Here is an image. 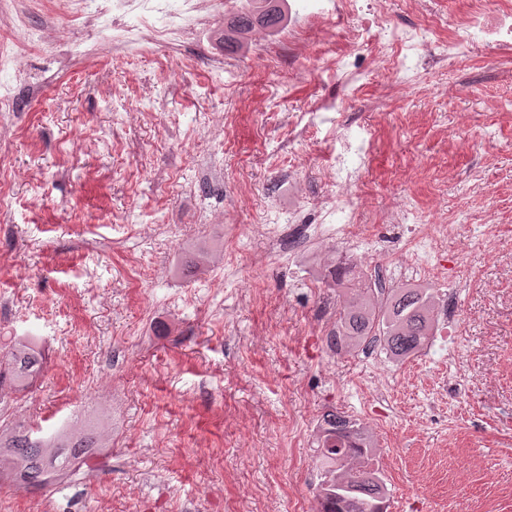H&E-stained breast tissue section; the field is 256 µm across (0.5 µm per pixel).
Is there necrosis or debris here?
I'll return each instance as SVG.
<instances>
[{
  "label": "necrosis or debris",
  "instance_id": "obj_1",
  "mask_svg": "<svg viewBox=\"0 0 512 512\" xmlns=\"http://www.w3.org/2000/svg\"><path fill=\"white\" fill-rule=\"evenodd\" d=\"M142 4L143 23L154 42L171 44L174 39L186 38L193 30L207 25L210 15L223 12L224 0H81L85 16L95 21V36H102L99 20L111 18L120 25L128 6ZM304 19L288 32L289 40L297 47L319 45L322 36L330 35L333 18L344 15L360 16V23L349 29L346 39L351 43L374 44L389 53L387 69L407 72L416 66L415 60L428 48L440 49L446 63H454L485 44L496 47L512 46V0H463L447 39H440L437 21L392 30L386 21V0H298ZM337 142L332 169L326 179L332 185L344 188L356 183L362 176L368 147L356 143L349 127L334 126ZM323 221L309 227V236L320 240L336 237L357 246L364 242L357 224L351 218L342 198L328 195L318 203ZM392 223L404 225L407 232L404 268L421 279L437 283L442 275L437 260L447 241L449 227L445 224H423L408 209L393 211Z\"/></svg>",
  "mask_w": 512,
  "mask_h": 512
}]
</instances>
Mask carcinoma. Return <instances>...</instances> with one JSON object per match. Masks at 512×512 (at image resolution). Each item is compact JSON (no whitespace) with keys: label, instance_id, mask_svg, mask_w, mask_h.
I'll use <instances>...</instances> for the list:
<instances>
[{"label":"carcinoma","instance_id":"cac0c4a2","mask_svg":"<svg viewBox=\"0 0 512 512\" xmlns=\"http://www.w3.org/2000/svg\"><path fill=\"white\" fill-rule=\"evenodd\" d=\"M285 0H248L224 30V47L239 42L258 23L282 28ZM334 286L346 288L338 312L336 330L329 344L355 351L367 338H381L396 359L408 358L426 348L432 336L435 294L430 288L407 285L378 297L357 264L340 256L326 265ZM45 355L31 336H16L0 354V389L14 394L30 391L44 368ZM109 427L90 421L73 422L44 437L22 424H0V479L19 488H39L67 475L82 456L110 446ZM321 482L316 512H386L387 488L372 466L375 442L370 431L357 420L328 411L315 431Z\"/></svg>","mask_w":512,"mask_h":512}]
</instances>
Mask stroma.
I'll return each mask as SVG.
<instances>
[{
    "instance_id": "35a3bbf8",
    "label": "stroma",
    "mask_w": 512,
    "mask_h": 512,
    "mask_svg": "<svg viewBox=\"0 0 512 512\" xmlns=\"http://www.w3.org/2000/svg\"><path fill=\"white\" fill-rule=\"evenodd\" d=\"M457 8L387 0L399 29ZM1 9L20 21L0 37L23 44L27 71L0 123V345L38 337L46 363L0 421L50 432L78 412L112 446L48 487L0 486V512H313L329 410L372 432L391 506L512 512V50L449 69L432 49L418 74H395L377 47L347 44L352 17L334 32L360 78L349 96L331 56L299 55L282 30L255 27L230 53L220 15L176 48L116 52L85 42L76 0ZM27 28L49 36L25 43ZM328 97L371 149L346 189L370 262L402 254L393 207L455 225L440 258L447 280L467 269L454 343L365 365L330 348L344 291L317 280L322 246L305 228L322 221L336 143L329 125L297 140L289 124ZM305 200L300 251L269 250L257 216Z\"/></svg>"
}]
</instances>
